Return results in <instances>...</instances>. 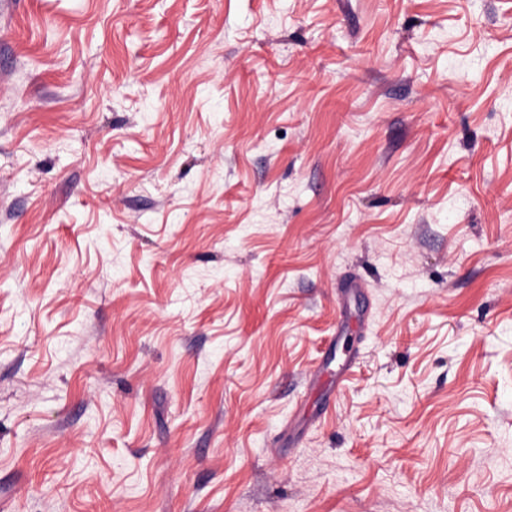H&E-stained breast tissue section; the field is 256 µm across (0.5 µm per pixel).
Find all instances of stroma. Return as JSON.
Returning a JSON list of instances; mask_svg holds the SVG:
<instances>
[{
	"mask_svg": "<svg viewBox=\"0 0 512 512\" xmlns=\"http://www.w3.org/2000/svg\"><path fill=\"white\" fill-rule=\"evenodd\" d=\"M1 501L512 512V0H0Z\"/></svg>",
	"mask_w": 512,
	"mask_h": 512,
	"instance_id": "obj_1",
	"label": "stroma"
}]
</instances>
